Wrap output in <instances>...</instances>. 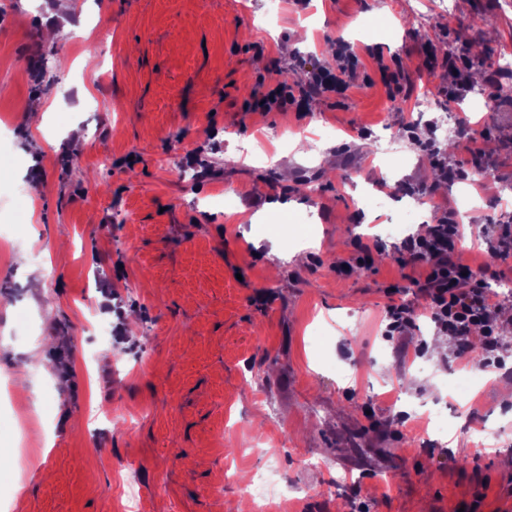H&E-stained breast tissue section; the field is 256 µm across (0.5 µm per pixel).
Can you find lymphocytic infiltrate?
Instances as JSON below:
<instances>
[{
    "mask_svg": "<svg viewBox=\"0 0 512 512\" xmlns=\"http://www.w3.org/2000/svg\"><path fill=\"white\" fill-rule=\"evenodd\" d=\"M336 69L320 67L311 73V86L343 91L354 76L356 55L349 47H339ZM464 227L450 216H441L430 225L426 235L409 237L398 249V260L411 263L423 272L424 293L437 329L457 341L458 353H465L466 337L472 331L483 335V363L502 367L507 357L506 345L499 332L512 324V306L492 289L473 284L467 265L460 262L456 245Z\"/></svg>",
    "mask_w": 512,
    "mask_h": 512,
    "instance_id": "lymphocytic-infiltrate-1",
    "label": "lymphocytic infiltrate"
}]
</instances>
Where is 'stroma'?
I'll return each mask as SVG.
<instances>
[{
	"label": "stroma",
	"instance_id": "obj_1",
	"mask_svg": "<svg viewBox=\"0 0 512 512\" xmlns=\"http://www.w3.org/2000/svg\"><path fill=\"white\" fill-rule=\"evenodd\" d=\"M93 2L47 39L57 0H0L29 15L0 21V149L12 158L0 168V382L12 394L0 454L41 458L0 482V512H121L132 475L141 512H240L271 463L274 512H353L359 501L370 512H512V401L498 389L512 359L453 404L452 374L469 362L435 355L417 270L376 254L336 273L354 238L373 243L387 217L405 223L414 185L430 211L472 210L462 262L484 287L512 289V253L490 259L479 237L480 225H512V71L493 68L512 55V0H453L449 12L439 0H281L275 14L269 0ZM341 43L361 60L345 96L254 109L277 82L335 66ZM461 44L484 58L469 72L486 102L442 96L417 115V95L438 87ZM462 112L468 134L449 137L445 114ZM36 122L50 144L33 158ZM323 126L338 135L319 144ZM413 127L453 161L479 144L475 199L466 182H433ZM174 149L175 171L161 165ZM325 150L337 159L329 172L317 164ZM382 169L396 197L379 210ZM26 191L29 226L14 214ZM242 212L258 222L237 223ZM298 249L300 264L288 258ZM402 301L418 318L400 361L382 332ZM97 318L110 327L103 344ZM428 375L441 394L420 384Z\"/></svg>",
	"mask_w": 512,
	"mask_h": 512
}]
</instances>
